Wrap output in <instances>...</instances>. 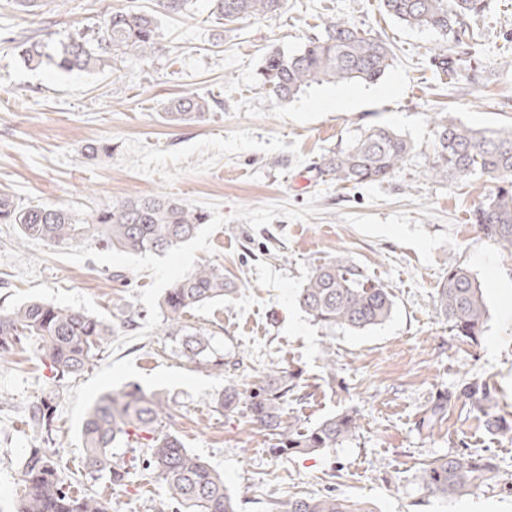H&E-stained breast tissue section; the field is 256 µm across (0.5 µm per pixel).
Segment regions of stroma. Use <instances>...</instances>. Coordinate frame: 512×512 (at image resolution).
I'll use <instances>...</instances> for the list:
<instances>
[{
	"label": "stroma",
	"mask_w": 512,
	"mask_h": 512,
	"mask_svg": "<svg viewBox=\"0 0 512 512\" xmlns=\"http://www.w3.org/2000/svg\"><path fill=\"white\" fill-rule=\"evenodd\" d=\"M124 0H50L30 26L60 41L95 25ZM337 19L387 39L393 62L374 83L341 89L354 104L336 107L333 84L290 100L260 86L271 48L298 51ZM23 25L13 0H0V192L16 203L61 205L80 215L103 204L167 196L207 212L197 236L160 254L128 255L89 242L78 249L18 241L0 224V308L32 299L117 321L83 376L55 384L33 349L0 369V512H15L22 459L34 444L21 409L54 389L50 452L75 472L78 487L102 489L82 470L81 426L104 392L134 384L165 395V428L222 472L238 512H267L272 500L335 489L375 512H512V433L489 430L461 400L434 432L419 422L461 376L489 381L498 415L512 421V257L471 224L489 191L484 179L439 183L428 172L436 113L473 128L512 126V0H487L470 49L479 82L439 75L431 59L444 39L379 11L378 0H286L272 18L224 24L210 0L159 19L162 49L117 69L60 73L28 68L13 40ZM193 93L211 100L207 120L178 127L160 118L166 104ZM387 125L415 145L412 158L381 183L342 186L313 163L345 147L368 126ZM107 143L111 153L92 154ZM342 257L395 295L392 316L361 333L313 323L295 301L313 267ZM468 268L487 305L479 342L460 338L432 311L449 264ZM200 265L223 267L238 291L187 314L223 350V373L187 364L173 352L159 303L166 288ZM332 344L336 382L327 384L322 348ZM300 371L285 418L311 427L357 409V437L315 455H274V439L242 414L225 417L227 382L247 391L271 366ZM493 455L497 483L451 498L428 495L416 475L456 453ZM151 477L112 491L113 512H169Z\"/></svg>",
	"instance_id": "35a3bbf8"
}]
</instances>
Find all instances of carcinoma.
Wrapping results in <instances>:
<instances>
[{
  "instance_id": "1",
  "label": "carcinoma",
  "mask_w": 512,
  "mask_h": 512,
  "mask_svg": "<svg viewBox=\"0 0 512 512\" xmlns=\"http://www.w3.org/2000/svg\"><path fill=\"white\" fill-rule=\"evenodd\" d=\"M188 0H156L159 12L179 15ZM21 18L37 15L48 0H15ZM283 0H212V14L234 23L250 16L276 15ZM485 0H380L388 17L414 28H425L446 38L434 54L435 67L453 78L467 71L458 48L473 39ZM50 38H28L19 45L29 67H52L63 72H95L117 58L144 59L159 50L156 16L131 5L107 11L97 26L78 32L56 45ZM390 44L371 32L337 20H328L321 34L288 53L277 48L265 56L262 87L278 100L291 99L314 84L365 81L373 83L391 66ZM210 103L185 94L167 105L164 121L171 125L201 121ZM435 145L430 172L436 180L485 179L491 192L470 215L471 223L512 256V128L475 129L441 112L435 120ZM415 146L385 125L364 130L346 147L323 158L320 172L338 183L383 182L410 160ZM207 216L176 198L145 196L114 200L81 217L63 206L20 207L0 196V224L17 227L19 239H38L49 247L80 248L93 240L108 250L125 253L163 252L192 239ZM237 286L214 265L198 266L176 280L160 303L167 335L175 337L178 356L196 367L224 374V353L216 350L201 330L184 322L186 314L208 303L235 294ZM296 302L309 318L329 331H362L386 322L393 314V295L379 281L343 258L316 266ZM437 317L446 320L456 335L476 343L483 335L486 308L482 289L470 270L448 265L432 296ZM133 326L128 318L118 324L73 307L30 301L10 311L0 310V366L15 351L31 346L49 366L57 381L88 369L119 328ZM298 373L271 369L262 385L247 399L236 384L224 386L220 407L232 416L245 404L250 421L277 440L275 450L289 454H313L351 440L360 428L357 410H345L323 418L302 430L284 418V403L298 392ZM458 397L487 418L500 433L512 425L497 415L489 383L465 378ZM449 398L439 397L427 410L421 428L431 432L448 414ZM56 396H44L25 408L35 439L53 441ZM172 417L167 402L138 386L102 395L89 409L81 430L83 468L105 485L127 487L140 472L161 482L173 512H236V502L224 485V476L201 457L183 447L178 437L158 431ZM119 448L138 451L127 461ZM499 469L488 455L456 454L429 461L417 479L433 496L452 497L495 482ZM20 481L22 494L17 512H112V501L98 491L73 494L72 476L45 448L36 446L24 456ZM269 512H374L364 501H353L328 491L318 497L291 495L270 504Z\"/></svg>"
}]
</instances>
